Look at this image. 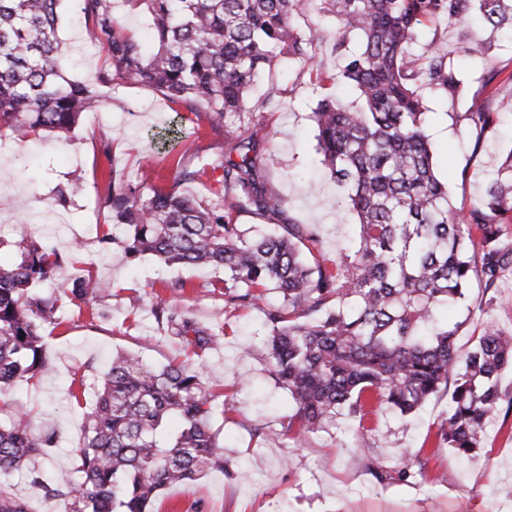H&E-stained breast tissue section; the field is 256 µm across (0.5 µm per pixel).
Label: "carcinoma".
Returning a JSON list of instances; mask_svg holds the SVG:
<instances>
[{
  "label": "carcinoma",
  "mask_w": 512,
  "mask_h": 512,
  "mask_svg": "<svg viewBox=\"0 0 512 512\" xmlns=\"http://www.w3.org/2000/svg\"><path fill=\"white\" fill-rule=\"evenodd\" d=\"M61 0H0V132L25 139L42 130L69 133L97 93L68 79L58 36ZM101 41L111 62L106 85L139 84L159 91L173 111L192 112L224 130L228 148L217 163L178 161L163 186L140 188L110 171L101 204L122 226L99 243H119L129 257L152 255L171 266L224 269V304L259 308L269 290L281 300L263 309L270 373L288 393V434L301 445L310 435L362 420L376 402L401 417L431 399L449 396L438 424V447L467 458L482 448L487 420L512 397L501 379L512 371V334L488 324L466 350L457 346L462 323L437 325L436 309L463 305L473 288L487 294L512 269V148L484 192L462 212L450 207L439 176L420 89L454 98L465 81L438 47L426 57L409 52L426 23L462 21L478 12L488 28L482 48L496 46L512 26V0H324L339 18L336 46L358 30L363 49L327 75L313 49L317 29L296 31L300 0H126L149 15L155 48L143 49L112 15V0H71ZM311 67L313 85L342 81L358 91L345 102L328 94L312 112L318 149L331 179L345 192L359 221V242L326 256L308 224L250 238L235 222L241 213L283 212L267 186L252 131L258 104L249 102L257 77L278 57ZM512 98L494 108L475 100L454 113L481 140ZM174 126L148 136L150 149L176 138ZM220 170L215 198L196 197L187 185L205 168ZM0 267V395L7 385L53 369L42 328L58 323V307L33 288L50 281L65 257L24 235ZM186 288L166 285L151 312L185 359L159 370L131 352H117L101 378L97 400L84 415L73 468L55 476L53 492L65 512H155L163 489L192 482L228 462L212 420L236 406L203 382L204 358L220 342L210 327L177 305ZM71 294L84 303L112 296V283L87 272L73 277ZM55 437L39 434L17 406L0 402V478L49 455ZM0 512H29L25 499L0 487Z\"/></svg>",
  "instance_id": "carcinoma-1"
}]
</instances>
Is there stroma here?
Masks as SVG:
<instances>
[{
    "label": "stroma",
    "mask_w": 512,
    "mask_h": 512,
    "mask_svg": "<svg viewBox=\"0 0 512 512\" xmlns=\"http://www.w3.org/2000/svg\"><path fill=\"white\" fill-rule=\"evenodd\" d=\"M293 24L302 33L311 27L323 32L316 59L330 73L363 44L362 34L355 31L343 48H336L339 23L319 0H302ZM480 26L473 16L465 22L429 24L410 47L421 55L429 44H437L450 53L466 83L465 95L452 101L424 94L437 170L448 184L452 206L459 209L482 194L502 154L512 148L510 113L501 114L479 140L450 118L468 111L471 97L481 96L487 73L503 67L512 72V33H503L496 49L486 53L477 45ZM58 27L67 49L65 76L96 87L102 103L84 113L66 137L48 131L22 141L0 136V196L17 203L15 209L0 210V237L19 239L31 226L68 257L60 286L40 290L61 314L59 325L45 330L54 370L17 382L0 396L22 406L38 432L56 439L49 457L10 477L11 491L28 499L31 512H65L64 498L32 493L31 478L48 483L55 471L72 468L83 412L96 399V383L113 351L132 352L149 368L179 355L178 345L166 337L150 308L165 283L182 280L186 288L180 305L222 333L218 348L205 358V382L214 392L233 397L239 411L213 422L228 472L212 471L164 489L160 512H512V499L501 493L512 486V414L500 412L490 419L484 446L469 462L426 441L448 410L444 397L406 418L383 408L365 423L349 421L336 432L313 434L307 445H295L286 431L288 395L269 374L260 347L266 334L263 313L225 310L223 270L171 268L152 256L127 257L118 246L100 250L98 238L110 218L99 196L110 169L132 184H149L171 177L179 157L218 160L225 143L222 134L189 112L183 121L187 139L154 170L143 169L148 135L173 118L169 102L147 86L100 85L99 76L110 62L95 34L77 21L69 0L59 6ZM273 87L278 90L274 106L253 115L254 129L265 139L267 185L283 199L286 216L296 224L317 225L324 253L335 254L343 243L356 242L357 218L325 175L312 121L318 96L308 67L276 64L251 92V101L264 99ZM78 177L85 180V191L56 203L57 188ZM83 269L112 282V296L75 305L65 283ZM440 317L461 322L458 344L463 348L490 323L512 333V271L499 280L493 301L476 291L468 307L441 310ZM249 342L257 349L252 358L240 360L239 348ZM406 458L413 470L407 480L380 482L371 472L372 461L391 471Z\"/></svg>",
    "instance_id": "35a3bbf8"
}]
</instances>
